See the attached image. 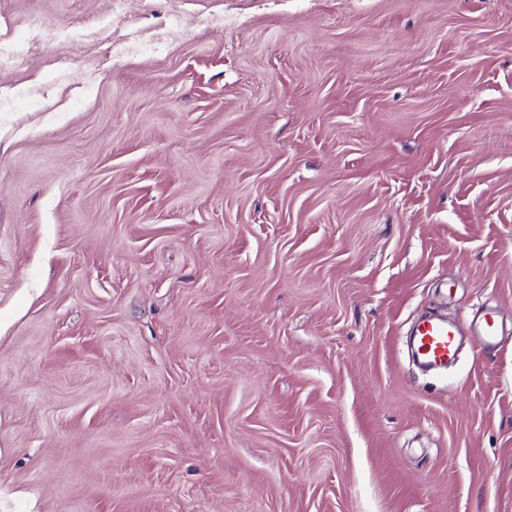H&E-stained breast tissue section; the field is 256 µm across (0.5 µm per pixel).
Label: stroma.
Returning a JSON list of instances; mask_svg holds the SVG:
<instances>
[{"instance_id":"obj_1","label":"stroma","mask_w":512,"mask_h":512,"mask_svg":"<svg viewBox=\"0 0 512 512\" xmlns=\"http://www.w3.org/2000/svg\"><path fill=\"white\" fill-rule=\"evenodd\" d=\"M0 43V512H512V335L405 347L512 327V0H0ZM471 331L479 346L495 347L502 340V328L490 311H481L470 323ZM413 353L426 369L448 367L457 354L462 331L455 323L438 318L421 321L413 333Z\"/></svg>"}]
</instances>
